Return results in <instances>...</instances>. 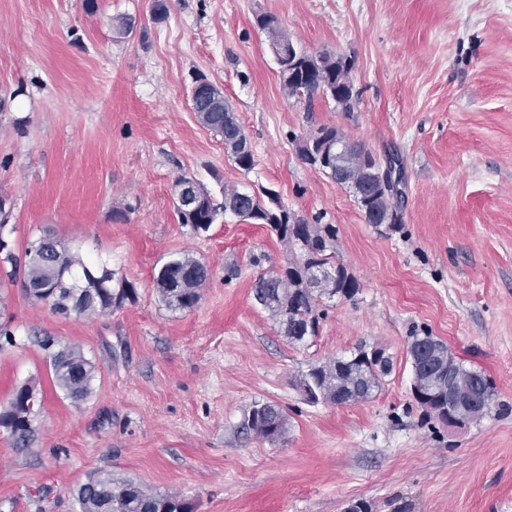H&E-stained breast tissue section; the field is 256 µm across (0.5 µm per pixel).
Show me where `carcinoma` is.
Here are the masks:
<instances>
[{"mask_svg": "<svg viewBox=\"0 0 512 512\" xmlns=\"http://www.w3.org/2000/svg\"><path fill=\"white\" fill-rule=\"evenodd\" d=\"M257 27L265 32L271 42H288L290 38L281 30L278 18L265 14L257 18ZM342 57L331 53L316 56L295 50L291 65L278 71L282 90L289 97L313 99L315 95L334 102L343 110L351 111L353 89L345 86L340 78ZM193 111L200 122L215 134L222 137L224 148L230 153L235 164L249 171L254 166V158L245 159L239 154L238 137L245 134L235 112L224 100V94L208 80L196 83V94L192 98ZM372 154L359 146H351L340 160L344 173L349 175L368 162ZM203 206L195 212H184L176 208L180 223L190 225L194 231H209L220 216L230 212L237 217L265 224L276 235L297 245L299 255L288 262V268L260 277L254 284V297L269 312L278 326L281 335L292 344L303 343L294 336L297 326L308 328L310 335L316 332V311L323 300L319 286L328 278L315 277V271L334 269L341 274L340 289L352 296L357 291V281L348 274L345 267L333 264L335 251L332 241L336 230L330 224H309L297 218L287 207L269 213L257 194H247L235 188L224 190V198L214 199L200 184H195ZM398 193L387 192L382 188L357 199L366 223L374 220L386 223L397 214ZM44 235L31 241L25 248L24 257L15 252L0 253V284L13 283L17 279L18 268L24 267L22 287L36 285L49 286L56 273L70 271L76 278L79 297L77 316H90L121 307L127 299L135 298V291L129 284L114 281V274L106 269L92 270L87 275L89 265L74 257L53 242L55 250L41 263L30 261L34 251H43ZM209 266L190 255L174 256L165 262L154 279L161 301L171 310L188 309L198 303L200 290L209 279ZM51 337L40 340L46 352L56 385L74 402L86 400L92 393L95 377L94 365L80 350L63 348L50 349ZM448 352L447 346L430 335L414 336L408 345L409 358H416L435 372L441 368V355ZM384 366L374 368L368 365L370 374L348 369L336 373L332 362L312 369L298 381V387L307 388L316 394L315 401L339 404L343 401H365L372 397L381 386L382 377L393 368L391 358H383ZM455 374L462 385L463 394L476 402L495 401V391L490 380L480 371L469 369L462 363H454ZM29 386L16 389L7 405L0 408V427L9 432L17 446L31 443L35 426L28 425L30 410L25 403ZM265 431L252 425L257 416L247 420V427L253 433L270 441L280 437L284 428L282 410L275 404H267ZM80 512H193L187 500L170 493L153 492L131 479L120 480L112 477L109 471L94 473L83 484L77 495Z\"/></svg>", "mask_w": 512, "mask_h": 512, "instance_id": "cac0c4a2", "label": "carcinoma"}]
</instances>
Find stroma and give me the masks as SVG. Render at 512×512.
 I'll return each mask as SVG.
<instances>
[{"mask_svg":"<svg viewBox=\"0 0 512 512\" xmlns=\"http://www.w3.org/2000/svg\"><path fill=\"white\" fill-rule=\"evenodd\" d=\"M153 2L0 0V195L15 248L52 235L136 291L109 314L65 317L0 290L13 333L0 405L26 383L41 399L30 447L0 430V512H79L101 470L194 512H512V0H167L160 20ZM261 14L307 52L352 58V111L283 93ZM201 77L248 135L250 171L193 111ZM324 124L400 158V224L365 223L352 192L302 158ZM181 176L217 199L270 190L333 225L357 292L321 303L317 335L289 343L253 287L296 246L230 213L195 233L175 211ZM185 252L210 278L173 311L154 277ZM426 332L497 392L452 433L413 398L407 348ZM46 336L95 365L87 400L55 384ZM374 345L393 369L372 399L303 400L302 373ZM265 402L287 417L274 442L245 427Z\"/></svg>","mask_w":512,"mask_h":512,"instance_id":"stroma-1","label":"stroma"}]
</instances>
